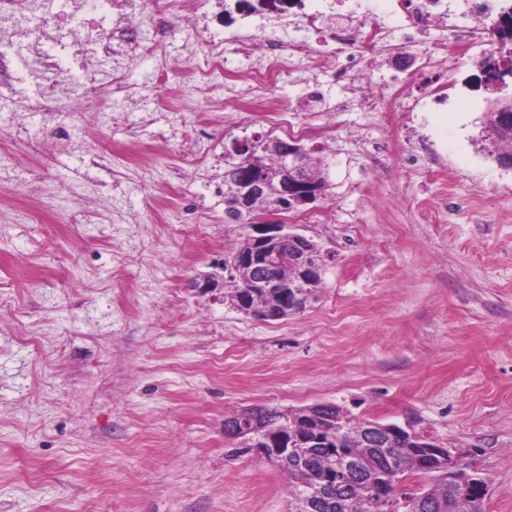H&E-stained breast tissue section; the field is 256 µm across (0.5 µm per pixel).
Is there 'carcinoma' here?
I'll return each instance as SVG.
<instances>
[{"instance_id": "1", "label": "carcinoma", "mask_w": 512, "mask_h": 512, "mask_svg": "<svg viewBox=\"0 0 512 512\" xmlns=\"http://www.w3.org/2000/svg\"><path fill=\"white\" fill-rule=\"evenodd\" d=\"M498 52L482 59L480 69L485 84L512 74V25L496 26ZM480 132L475 145L485 151L496 148L490 156L512 154V126L504 128L497 101L489 102L485 112L478 117ZM280 139L258 137L243 148L252 151L253 167L259 174H277ZM301 163L308 174L318 181L322 190H327V176L322 164L310 162L309 153L300 148ZM293 256L284 247L271 255L269 269L280 278L293 275ZM252 281L250 267L240 265L229 278L230 291L224 293L235 308L263 309L279 320L290 315L288 306L281 301L276 288L246 289ZM267 425L292 441V455L288 461L279 462L273 457L267 460L288 477V492L294 503L293 512H304L301 499L319 490L334 475L341 486L339 492L331 493L332 507L319 512H386V499L382 492L392 493L398 504L397 512H426L420 501L436 505L435 512H484L483 501L475 497H464L457 493L454 477L435 460L438 469L445 472L439 479L428 478L429 468L416 452L417 442L406 438L387 445L370 443L364 435L366 421L351 416L343 407L329 402L314 403L303 408L282 410L277 407L264 408ZM247 411H240L224 418V437L232 441L227 457L232 459L252 450L270 447L266 441L265 428L259 427L244 440L234 433ZM348 457L355 461L356 468L346 472L336 471L339 459Z\"/></svg>"}]
</instances>
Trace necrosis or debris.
Returning <instances> with one entry per match:
<instances>
[{"mask_svg": "<svg viewBox=\"0 0 512 512\" xmlns=\"http://www.w3.org/2000/svg\"><path fill=\"white\" fill-rule=\"evenodd\" d=\"M112 0L111 32H104L96 0H0V32L9 52L0 51V77L14 65L27 80L12 98L14 110L40 112L47 129L68 136L70 118L96 101L105 83L119 84L137 59L156 55V20H173L191 34L188 67L199 83L223 87L225 103L244 87L256 99L286 76L304 73L305 109L318 112H414L410 83L421 81L431 98L441 97V77L464 61L469 49L494 47L492 25L512 0H223L232 15L223 30L211 27L212 0ZM436 41H426L431 31ZM405 48L419 61L414 71L391 83L374 80L381 61ZM347 88L329 102L328 84Z\"/></svg>", "mask_w": 512, "mask_h": 512, "instance_id": "obj_1", "label": "necrosis or debris"}]
</instances>
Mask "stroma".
<instances>
[{
  "instance_id": "stroma-1",
  "label": "stroma",
  "mask_w": 512,
  "mask_h": 512,
  "mask_svg": "<svg viewBox=\"0 0 512 512\" xmlns=\"http://www.w3.org/2000/svg\"><path fill=\"white\" fill-rule=\"evenodd\" d=\"M189 38L164 30L166 57L134 64L140 109L92 139H50L49 157L17 136L32 110H0V512H291L288 480L265 458L227 460L226 415L331 401L465 453L489 481L485 512H512V170L474 144L492 94L471 58L438 103L393 128L337 112L335 142L303 146L328 190L299 233L328 253L318 301L262 321L200 290L244 234L225 215V164L177 176L192 133L218 153L276 137L260 117L288 106L289 78L251 125L230 126L183 64ZM183 86L184 136L155 103ZM429 137L442 172L408 163ZM390 142L378 166L360 139ZM109 157L94 169L88 153Z\"/></svg>"
}]
</instances>
